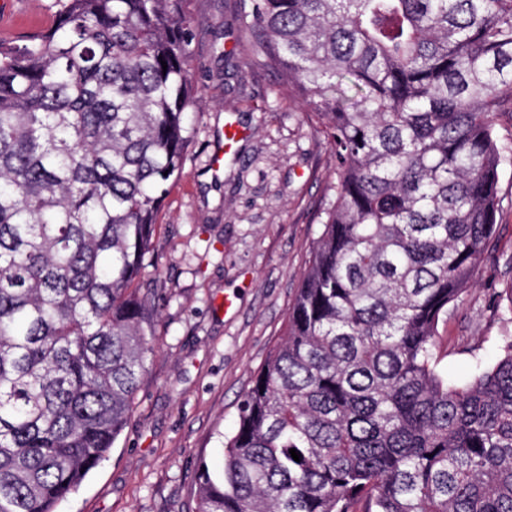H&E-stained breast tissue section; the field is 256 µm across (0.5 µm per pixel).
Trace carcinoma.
Wrapping results in <instances>:
<instances>
[{
  "label": "carcinoma",
  "instance_id": "obj_1",
  "mask_svg": "<svg viewBox=\"0 0 512 512\" xmlns=\"http://www.w3.org/2000/svg\"><path fill=\"white\" fill-rule=\"evenodd\" d=\"M184 2L66 0L0 43V512H56L132 417L146 260L199 111ZM245 19L322 119L335 201L195 512H512V333L462 384L435 353L512 165V0H249Z\"/></svg>",
  "mask_w": 512,
  "mask_h": 512
}]
</instances>
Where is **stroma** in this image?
Masks as SVG:
<instances>
[{
  "instance_id": "35a3bbf8",
  "label": "stroma",
  "mask_w": 512,
  "mask_h": 512,
  "mask_svg": "<svg viewBox=\"0 0 512 512\" xmlns=\"http://www.w3.org/2000/svg\"><path fill=\"white\" fill-rule=\"evenodd\" d=\"M60 0H18L15 28L47 31ZM194 21L191 78L203 109L183 172L157 216L146 272L158 280L156 352L135 410L109 456L59 512H195L199 460L221 466L237 402L282 335L300 274L334 200V161L321 125L263 59L243 0H187ZM248 130L238 156L212 180L213 134L228 116ZM497 229L461 301L437 328L450 379L491 365L506 327L495 307L512 287V166L500 171Z\"/></svg>"
}]
</instances>
